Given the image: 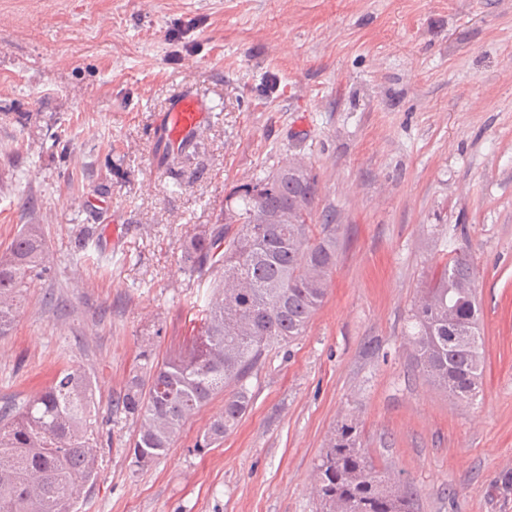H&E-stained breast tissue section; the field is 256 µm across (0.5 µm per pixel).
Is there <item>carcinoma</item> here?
Segmentation results:
<instances>
[{
    "label": "carcinoma",
    "mask_w": 512,
    "mask_h": 512,
    "mask_svg": "<svg viewBox=\"0 0 512 512\" xmlns=\"http://www.w3.org/2000/svg\"><path fill=\"white\" fill-rule=\"evenodd\" d=\"M317 195L316 174L288 162L233 191L224 223L204 224L185 240L187 269L220 275L192 347L161 359L144 351L112 401L113 413L135 423V466L163 456L190 416L222 393L224 407L196 447L223 439L250 407L248 381L269 352L305 334L336 270L334 218L324 215L317 234L309 224ZM52 265L41 224L22 225L0 250V336ZM475 282L472 261L456 255L411 309L417 367L460 402L472 401L483 380ZM94 410L90 378L69 368L23 406L0 408V512H75L99 470ZM316 469L319 512H418L411 482L395 489L397 479L361 448L353 422L336 428Z\"/></svg>",
    "instance_id": "carcinoma-1"
}]
</instances>
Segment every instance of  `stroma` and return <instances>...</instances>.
Segmentation results:
<instances>
[{
	"mask_svg": "<svg viewBox=\"0 0 512 512\" xmlns=\"http://www.w3.org/2000/svg\"><path fill=\"white\" fill-rule=\"evenodd\" d=\"M184 92L210 119L171 171L155 127ZM296 158L318 177L314 221L335 216L324 305L223 440L196 445L218 396L135 467L112 400L141 351L192 345L210 278L184 267L185 239ZM23 224L55 266L0 336V404L64 368L91 377L104 438L77 512H316L315 465L347 420L419 512H512V0H0V249ZM459 253L482 309L470 404L410 345L420 290Z\"/></svg>",
	"mask_w": 512,
	"mask_h": 512,
	"instance_id": "obj_1",
	"label": "stroma"
}]
</instances>
